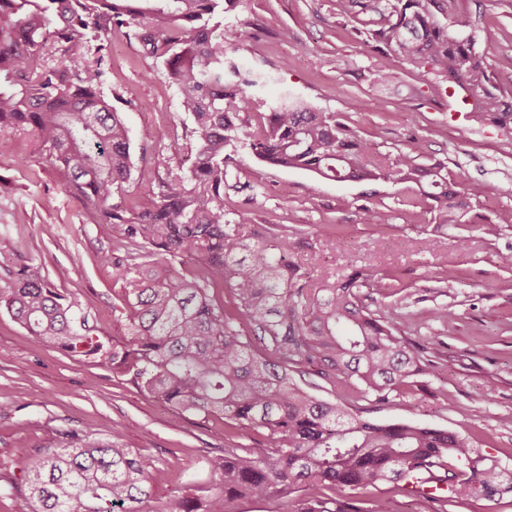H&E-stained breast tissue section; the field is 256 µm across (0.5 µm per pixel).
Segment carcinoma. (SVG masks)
<instances>
[{
    "mask_svg": "<svg viewBox=\"0 0 512 512\" xmlns=\"http://www.w3.org/2000/svg\"><path fill=\"white\" fill-rule=\"evenodd\" d=\"M239 0H0V131L35 129L60 186L78 197L93 224L107 226L122 256L105 255L129 285L127 337L78 333V303L55 288L40 268L18 273L0 305L48 347L93 357L129 376L179 414L224 417V436L241 425L266 433L254 455L226 448L207 460L206 495L167 502L153 497L156 460L135 448L86 432L28 461L25 492L32 512H228L248 496L285 500L281 512H361L326 488L355 490L413 479L448 488V503L512 494V476L472 457L468 443L444 429L376 423L303 390L293 373L315 363L342 385L354 379L387 399L414 379L437 376L440 363L422 360L390 325L364 307L359 289L375 288L379 271L367 264L342 279L311 280L293 261L296 237L264 229L224 210V147L244 140L261 161L323 178L351 176L413 184L407 199L430 201L440 224H465L471 201L486 194L474 183L466 195L448 187L442 168H425L406 153L389 164L371 144L293 96L284 97L254 128L236 126L230 111H246L256 81L224 66L213 42V20ZM377 15L372 39L409 65L429 66L466 89L492 122L512 124V97L494 82L472 36L453 33L438 15L445 0H366ZM126 28L143 52L164 58L180 106L191 119L192 143L175 138L172 157L194 163L184 177L161 181L148 207L112 202L131 178L129 131L102 91L112 31ZM193 268H185V262ZM230 288L224 304L217 292ZM253 328L273 356L264 360L237 329ZM467 465L462 471L448 456ZM300 491L297 498L290 494Z\"/></svg>",
    "mask_w": 512,
    "mask_h": 512,
    "instance_id": "1",
    "label": "carcinoma"
}]
</instances>
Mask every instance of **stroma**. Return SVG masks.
Masks as SVG:
<instances>
[{
  "label": "stroma",
  "mask_w": 512,
  "mask_h": 512,
  "mask_svg": "<svg viewBox=\"0 0 512 512\" xmlns=\"http://www.w3.org/2000/svg\"><path fill=\"white\" fill-rule=\"evenodd\" d=\"M362 0H240L213 30L226 61L261 79L238 124L256 126L284 94L336 113L387 161L411 152L423 167L443 166L455 190L479 182L487 193L464 224L441 228L429 205L412 208L403 186L362 179L334 181L256 160L242 143L226 147L224 192L229 220L248 212L253 225L293 231L301 254L323 250L320 274L344 276L371 263L377 287L360 296L375 315L422 358L436 359L437 376L381 400L357 381L337 384L315 366L295 374L318 399L359 418L412 422L456 433L486 463L512 472V126L478 112L466 93L427 67L406 64L371 39L372 13ZM453 32L474 36L500 88L512 96V0H452ZM396 73L379 83V71ZM103 90L129 129L133 170L115 201L150 203L159 181L185 174L168 144L191 128L163 60L145 55L126 31L112 34ZM386 213L383 224L362 221L364 209ZM499 226L485 236L484 221ZM115 251L111 233L89 223L75 197L58 185L30 131L0 134V292L28 266L39 267L80 304L90 334L123 341L128 285L101 255ZM456 279L447 282L446 268ZM453 312L452 322L436 318ZM93 433L155 458L153 492L166 501L209 487V457L225 448L261 452L267 441L249 427L224 436L219 417L186 414L113 373L110 365L45 347L0 309V512H31L10 485L25 478L27 461L72 433ZM188 466L178 474L174 463ZM362 512L378 498L391 512H440L430 501L391 484L354 491Z\"/></svg>",
  "instance_id": "35a3bbf8"
}]
</instances>
